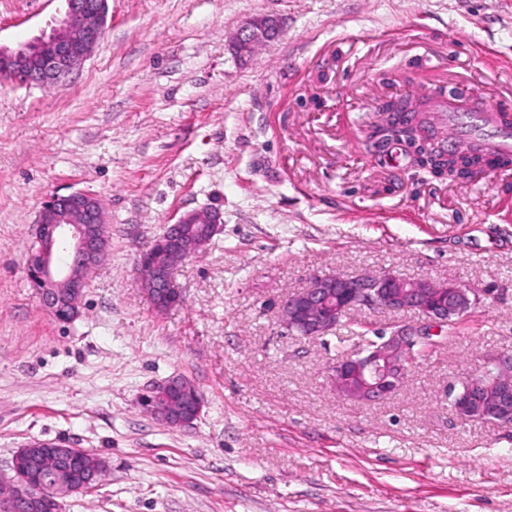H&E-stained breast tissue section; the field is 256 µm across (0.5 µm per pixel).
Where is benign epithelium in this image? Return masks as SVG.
Segmentation results:
<instances>
[{
  "label": "benign epithelium",
  "mask_w": 512,
  "mask_h": 512,
  "mask_svg": "<svg viewBox=\"0 0 512 512\" xmlns=\"http://www.w3.org/2000/svg\"><path fill=\"white\" fill-rule=\"evenodd\" d=\"M66 9L51 33L35 43L41 46L36 55L21 43L11 48L0 45V63L10 78L27 84L54 86L68 77L86 60L105 34L108 0H64ZM280 31L274 16L256 17L239 29L233 40L235 55L246 60L255 49L273 40ZM404 105L388 101L382 119L375 125L373 137L399 139L408 149L412 163L422 164L435 156L434 145L414 124L389 119ZM103 223L99 200L83 191L54 195L42 208L35 229L36 260L27 266L28 279L37 291L48 314L59 323L73 320L85 287V273L105 256L98 225ZM221 214L214 210L192 211L167 226L151 249L139 258L141 286L155 310H167L180 302L176 273L159 263L158 253H175L184 260L197 254L206 239H182V225L207 224L214 236ZM482 300L459 284L428 279H411L393 270L358 275L318 274L309 287L289 294L279 305L278 321L288 332L306 338H321L334 332L353 311L412 312L419 319L395 326L388 334L365 349L355 350L336 361L329 372V383L344 400L369 404L389 398L402 382L413 349L435 333L469 316ZM492 368L496 390L484 395L478 375L469 376L451 394L453 412L466 422L482 410L483 422L497 427L512 426V354H497L487 361ZM186 383L173 378L161 382L143 395V402L155 416L174 428L186 427L199 417L203 402L199 393L192 395L189 411L169 399L182 392ZM84 467L83 454L66 445L31 442L14 457L13 476L8 480L9 494L0 496V512H42L46 481L55 487V497L90 489L105 470Z\"/></svg>",
  "instance_id": "1"
}]
</instances>
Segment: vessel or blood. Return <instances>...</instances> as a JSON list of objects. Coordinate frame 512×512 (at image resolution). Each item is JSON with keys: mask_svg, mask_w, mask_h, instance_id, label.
I'll list each match as a JSON object with an SVG mask.
<instances>
[{"mask_svg": "<svg viewBox=\"0 0 512 512\" xmlns=\"http://www.w3.org/2000/svg\"><path fill=\"white\" fill-rule=\"evenodd\" d=\"M435 121L458 149L481 144L491 155L512 156V108L479 102L469 91L432 96Z\"/></svg>", "mask_w": 512, "mask_h": 512, "instance_id": "1", "label": "vessel or blood"}]
</instances>
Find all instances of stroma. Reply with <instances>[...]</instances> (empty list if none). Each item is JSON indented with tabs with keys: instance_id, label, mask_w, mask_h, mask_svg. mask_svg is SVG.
Instances as JSON below:
<instances>
[{
	"instance_id": "obj_1",
	"label": "stroma",
	"mask_w": 512,
	"mask_h": 512,
	"mask_svg": "<svg viewBox=\"0 0 512 512\" xmlns=\"http://www.w3.org/2000/svg\"><path fill=\"white\" fill-rule=\"evenodd\" d=\"M62 0H0V44L50 31ZM281 33L251 60L248 19ZM512 105V0H109L103 40L64 82H0V478L35 440L107 463L61 512H512V428L456 419L445 390L512 353V165L472 184L369 138L380 102L433 88ZM82 190L109 245L79 316L26 276L44 201ZM223 222L155 311L137 260L166 225ZM392 269L481 299L455 342L387 400L328 372L404 313L352 312L307 339L277 304L314 275ZM178 376L203 398L172 428L141 397ZM280 31V22L274 16L253 18L239 29L233 40L232 50L238 58H250L255 49L273 40Z\"/></svg>"
}]
</instances>
